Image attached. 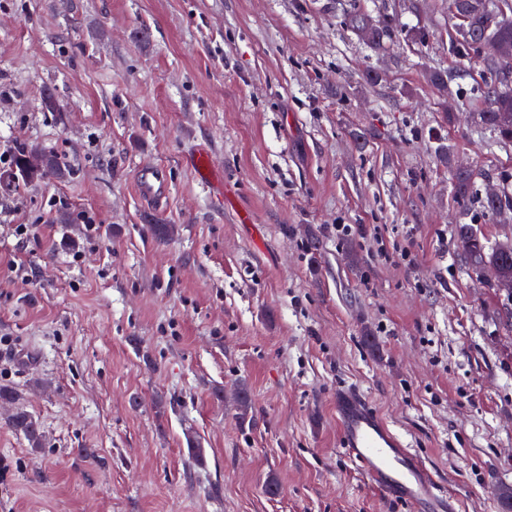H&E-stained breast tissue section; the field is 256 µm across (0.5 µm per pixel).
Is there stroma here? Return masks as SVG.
Segmentation results:
<instances>
[{
  "mask_svg": "<svg viewBox=\"0 0 512 512\" xmlns=\"http://www.w3.org/2000/svg\"><path fill=\"white\" fill-rule=\"evenodd\" d=\"M354 8L428 39L372 47ZM454 29L448 0H0V154L73 170L0 183V512H414L340 448L344 386L458 512H512V304L457 237L512 233L482 203L512 150ZM72 169L61 166L57 158L38 146L21 148L14 156L13 166L7 175L8 186L19 187L46 177L68 179ZM135 190L145 204L161 206L169 195L166 168L152 161L142 163L136 171ZM9 424L15 431L24 434L33 447H42L44 439L40 427L28 413L25 411H15L10 416Z\"/></svg>",
  "mask_w": 512,
  "mask_h": 512,
  "instance_id": "35a3bbf8",
  "label": "stroma"
}]
</instances>
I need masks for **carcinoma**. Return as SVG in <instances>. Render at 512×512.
I'll return each mask as SVG.
<instances>
[{
  "instance_id": "cac0c4a2",
  "label": "carcinoma",
  "mask_w": 512,
  "mask_h": 512,
  "mask_svg": "<svg viewBox=\"0 0 512 512\" xmlns=\"http://www.w3.org/2000/svg\"><path fill=\"white\" fill-rule=\"evenodd\" d=\"M451 3L469 17L470 36H457V44L468 50L488 51V65L495 78L484 90L487 109L480 114V120L494 133L488 147L507 149L512 146V81L506 78L512 73V19L507 16L506 10H512V0H451ZM350 23L356 31L365 23L372 24L374 34L368 42L374 46L400 27L394 19L374 20L359 10L351 16ZM71 174L72 169L61 165L53 154L41 147L30 146L17 151L7 179L8 185L17 187L46 177L68 179ZM471 190L470 171H456L455 195L465 200L470 197ZM458 239L468 247L467 257L471 265L495 262L501 277L512 279V254L499 252L496 243L480 236L469 224L459 225ZM9 424L15 431L24 434L33 447H42L44 439L40 427L28 413L14 412Z\"/></svg>"
}]
</instances>
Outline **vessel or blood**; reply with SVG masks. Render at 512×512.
Segmentation results:
<instances>
[{
	"mask_svg": "<svg viewBox=\"0 0 512 512\" xmlns=\"http://www.w3.org/2000/svg\"><path fill=\"white\" fill-rule=\"evenodd\" d=\"M135 190L145 204L162 205L169 195L166 168L142 163ZM335 407L341 447L371 485L419 512H456L453 496L358 390L339 389Z\"/></svg>",
	"mask_w": 512,
	"mask_h": 512,
	"instance_id": "b4317fda",
	"label": "vessel or blood"
}]
</instances>
